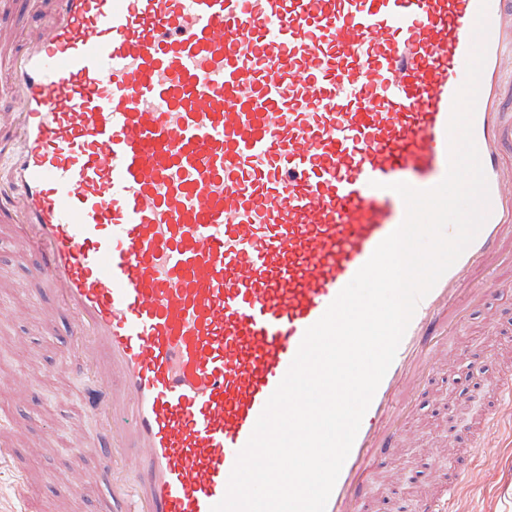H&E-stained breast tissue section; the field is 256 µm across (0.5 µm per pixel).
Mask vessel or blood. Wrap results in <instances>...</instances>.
Instances as JSON below:
<instances>
[{"instance_id":"obj_1","label":"vessel or blood","mask_w":512,"mask_h":512,"mask_svg":"<svg viewBox=\"0 0 512 512\" xmlns=\"http://www.w3.org/2000/svg\"><path fill=\"white\" fill-rule=\"evenodd\" d=\"M480 0H48L9 63L0 223L42 254L60 360L98 386L117 512H211L307 328L448 171ZM473 136L488 217L422 298L326 512H368L400 397L437 380L476 268L512 267V0H489ZM512 424V372L483 413Z\"/></svg>"}]
</instances>
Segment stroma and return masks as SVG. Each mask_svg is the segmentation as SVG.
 <instances>
[{
  "label": "stroma",
  "mask_w": 512,
  "mask_h": 512,
  "mask_svg": "<svg viewBox=\"0 0 512 512\" xmlns=\"http://www.w3.org/2000/svg\"><path fill=\"white\" fill-rule=\"evenodd\" d=\"M45 9L44 0H31L27 15L0 12V109L12 105L9 58ZM38 262L34 251L17 242L14 226L0 224V512H22L23 470L37 492L32 512H103L101 483L87 484L73 498L57 490L56 477L70 466L96 472L111 443L80 408L82 384L58 362L69 345L68 321L56 313L52 292L39 287ZM511 318L512 288L505 285L492 307L470 316L467 351L440 355L438 367H463L469 356L489 349L512 361V337L492 333L496 322ZM464 405L441 385L418 400L405 423L404 454L374 477L373 496L382 512H402L406 504L442 493L450 469L464 457L472 479L460 493V512H512V435L489 430L484 448L467 457L461 438L448 436ZM79 437L86 450L74 461L69 450Z\"/></svg>",
  "instance_id": "obj_1"
}]
</instances>
